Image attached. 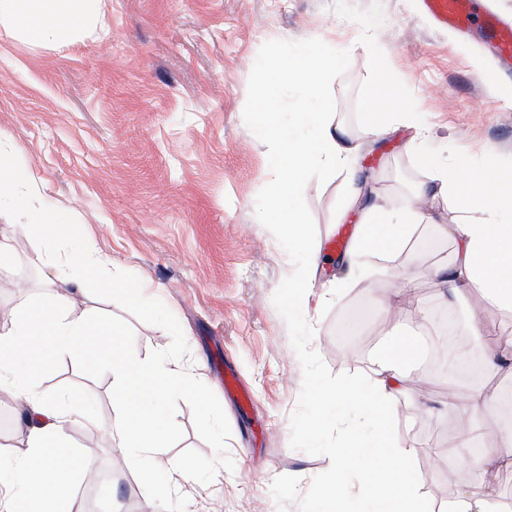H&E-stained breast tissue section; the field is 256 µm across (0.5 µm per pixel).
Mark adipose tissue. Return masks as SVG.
I'll return each instance as SVG.
<instances>
[{
  "instance_id": "1",
  "label": "adipose tissue",
  "mask_w": 512,
  "mask_h": 512,
  "mask_svg": "<svg viewBox=\"0 0 512 512\" xmlns=\"http://www.w3.org/2000/svg\"><path fill=\"white\" fill-rule=\"evenodd\" d=\"M102 3L103 0H0V29L27 42L65 43L86 25L104 27ZM337 66L336 51L326 44L315 53L276 57L273 72L277 80L317 88ZM330 107L327 100H319L317 111L308 115L313 134L305 138L275 125L274 99L261 103L262 120L279 143L268 182L274 203L265 221L285 225L300 244L305 241L304 216L296 209H282L279 199L293 193L309 168L340 167L358 152L357 145L326 118ZM367 108L366 132L375 138L388 130L382 119L386 112L419 131L426 124L423 113L414 111L406 92L397 87L387 91L376 88ZM37 193L32 177L16 164L14 156L0 152V199L9 200L16 211L28 216L25 231L51 243L70 230L75 219L64 208L38 209ZM429 196L451 198L464 214L461 223L442 228L454 245L453 262L431 269L430 277L457 298L466 297L471 289H480L483 303L471 313L473 324L490 318L493 310H511L512 166L483 167L467 178L437 168L430 183L411 189L400 221L390 220L384 208L371 206L360 229L362 238L377 237L384 248L401 244L417 225L430 223V216L419 208L420 201ZM84 287L82 279H67L61 288L48 290L39 301L0 326V390L15 392L24 425L23 439L11 455L10 469L0 475V512H15V502L20 498L31 504L33 512H75L74 477L79 470L88 468L89 462L55 453L50 446L63 441L73 426L85 421L84 403L61 390L39 392L30 390L29 385L33 370H51L65 356L89 355L88 339L102 344L112 336L111 324L98 316L85 312L73 316L60 309L66 295L83 292ZM43 342L48 349L39 365L31 366L27 350ZM416 353L414 337H393L380 355L378 378L371 392L349 388L336 392L337 402L365 401L372 395L393 396L402 360ZM109 371L114 418L107 434L116 447L128 449L137 459L158 460L168 445L163 401L172 388L186 387L199 400L207 398L198 385L196 370L178 361L158 364L116 357Z\"/></svg>"
}]
</instances>
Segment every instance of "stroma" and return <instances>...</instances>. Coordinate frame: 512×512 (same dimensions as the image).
Here are the masks:
<instances>
[{"label": "stroma", "mask_w": 512, "mask_h": 512, "mask_svg": "<svg viewBox=\"0 0 512 512\" xmlns=\"http://www.w3.org/2000/svg\"><path fill=\"white\" fill-rule=\"evenodd\" d=\"M108 36L81 32L71 45L32 44L0 31V150L34 176L39 202L73 212L76 229L113 261L110 276L92 280L68 300L77 315L99 309L119 333L123 351L139 357L175 355L202 365L208 408L195 398L167 399L171 437L164 466L188 459L198 484L168 499L156 496L148 472L113 456L108 440L74 426L61 450L87 459L74 494L79 512H299L324 455L290 446V420L302 368L272 297L294 265L257 219L255 201L269 180L274 142L248 109L273 97L281 122L298 125L310 95L270 77L269 53L288 55L330 40L340 58L325 84L336 123L358 144L357 180L367 199H353L344 174L313 169L295 198L306 235L324 246L347 225V248L372 203L402 206L434 166L468 177V157L512 163V72L502 70L480 30L462 35L424 13L422 0H104ZM407 91L425 112V147L434 165H420L413 134L391 124L381 138L364 135L366 102L376 84ZM437 221L420 225L395 250L362 248L350 271L339 256L321 254L303 299L314 330L310 342L332 373L374 376L379 352L395 333L432 337L442 307L434 280L382 309L375 290L400 288L403 275L451 260L454 246L439 229L458 214L434 203ZM22 218L0 203V322L66 278L61 261L69 239L46 245L17 229ZM144 283L167 313L158 319L128 304L115 282ZM512 331V310L495 311L481 330L460 329L466 354L483 359L491 336ZM94 359L59 360L34 383L84 396L98 426L112 418V378ZM232 370L251 397L247 408L224 393ZM435 397L420 400L405 382L393 400L397 441L425 478L420 491L431 512L473 482L471 452L461 440L476 429L492 447L505 439L500 410L467 415L470 385L446 396L453 368L424 362ZM208 491H200V483Z\"/></svg>", "instance_id": "stroma-1"}]
</instances>
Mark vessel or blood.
I'll return each mask as SVG.
<instances>
[{
	"label": "vessel or blood",
	"mask_w": 512,
	"mask_h": 512,
	"mask_svg": "<svg viewBox=\"0 0 512 512\" xmlns=\"http://www.w3.org/2000/svg\"><path fill=\"white\" fill-rule=\"evenodd\" d=\"M426 12L440 25L464 29L479 25L503 62L512 63V25L481 10L479 0H424Z\"/></svg>",
	"instance_id": "1"
}]
</instances>
